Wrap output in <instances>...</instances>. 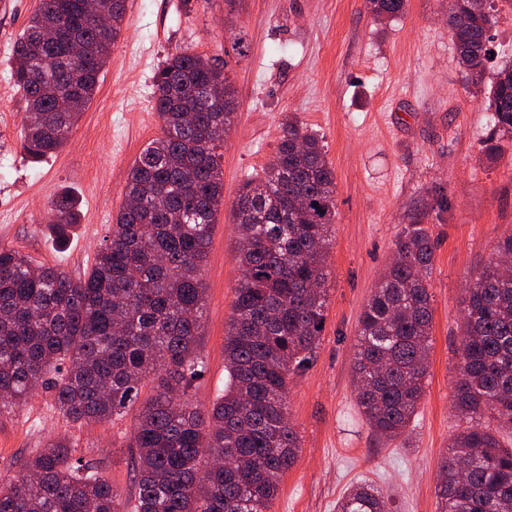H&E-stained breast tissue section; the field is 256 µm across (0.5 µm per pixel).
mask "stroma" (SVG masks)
<instances>
[{
	"label": "stroma",
	"mask_w": 512,
	"mask_h": 512,
	"mask_svg": "<svg viewBox=\"0 0 512 512\" xmlns=\"http://www.w3.org/2000/svg\"><path fill=\"white\" fill-rule=\"evenodd\" d=\"M38 4L0 0V244L82 277L124 204L129 168L162 134L153 109L158 67L182 49L226 64L237 105L221 150L224 206L205 266L204 371L193 396L208 406L224 388V334L240 280L232 204L275 154L283 117L295 115L319 135L335 172L336 220L322 335L288 390L300 449L270 512H336L363 480L388 493L389 512H440L439 469L450 437L466 425L453 395L467 290L512 234V138L501 139L495 160L483 152L489 90L512 68V0H491L478 85L458 64L448 0H406L391 18L377 17L366 0H245L230 26L225 0H127L91 104L67 143L33 164L20 147L25 102L11 79V48ZM64 190L77 201L79 222L61 246L46 224ZM415 226L434 245L433 345L418 414L404 435L387 440L359 413L354 344L397 240ZM132 424L70 423L51 392L36 391L0 415V483L19 475L48 438L65 437L74 456L94 462L130 502Z\"/></svg>",
	"instance_id": "35a3bbf8"
}]
</instances>
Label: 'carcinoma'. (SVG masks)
Here are the masks:
<instances>
[{
    "mask_svg": "<svg viewBox=\"0 0 512 512\" xmlns=\"http://www.w3.org/2000/svg\"><path fill=\"white\" fill-rule=\"evenodd\" d=\"M97 2L106 27L87 14L85 0H41L12 46L11 79L26 104L21 150L32 163L68 141L120 35L126 0ZM405 2L368 0L388 17ZM448 7L458 63L473 81L492 18L470 0ZM155 85L162 136L130 169L126 204L83 277L0 245V414L39 384L74 424L134 413L131 512H270L300 448L288 385L323 330L336 177L320 138L284 116L263 176L245 180L232 205L243 276L225 329L224 391L201 406L190 388L203 366V268L224 205L218 149L236 89L224 67L187 50L166 59ZM488 111L484 152L492 159L498 137L512 134V74L497 78ZM75 223L74 198L62 192L48 228L63 239ZM396 251L361 313L353 360L360 413L389 439L417 414L432 341L431 238L416 227ZM468 291L453 396L467 426L450 440L437 497L441 512H512V448L499 440L512 430V234ZM387 499L363 481L336 512H385ZM0 512H121V503L95 465L53 438L22 474L0 483Z\"/></svg>",
    "mask_w": 512,
    "mask_h": 512,
    "instance_id": "obj_1",
    "label": "carcinoma"
}]
</instances>
